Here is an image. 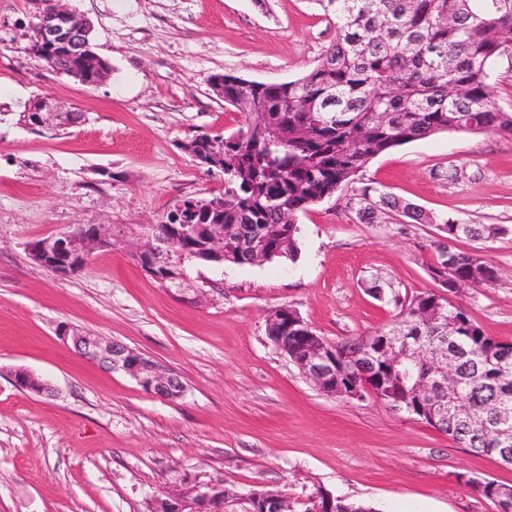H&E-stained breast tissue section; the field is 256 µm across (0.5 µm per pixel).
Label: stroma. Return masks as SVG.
<instances>
[{
    "mask_svg": "<svg viewBox=\"0 0 512 512\" xmlns=\"http://www.w3.org/2000/svg\"><path fill=\"white\" fill-rule=\"evenodd\" d=\"M68 4L92 22L110 65L101 84L48 70L28 52L32 0H0V512H147L187 475L282 491L293 512L319 487L376 512H497L463 479L512 486V468L383 403L321 393L265 327L287 305L333 342L386 328L397 310L370 286L404 297L433 289L427 246L450 217L503 229L458 241L500 279L454 301L487 335L512 342V136L448 131L377 156L299 214L296 261L190 269L206 293L199 304L176 299L119 244L58 277L32 260L29 242L79 224H157L180 200L223 193V176L184 149L244 125L213 92V75L293 80L334 37L320 0ZM39 100L85 120L19 123ZM366 185L433 223L388 209L366 219ZM67 327L174 370L183 396L163 400L85 359L62 340ZM17 370L50 393L14 387Z\"/></svg>",
    "mask_w": 512,
    "mask_h": 512,
    "instance_id": "35a3bbf8",
    "label": "stroma"
}]
</instances>
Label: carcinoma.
Instances as JSON below:
<instances>
[{
  "label": "carcinoma",
  "mask_w": 512,
  "mask_h": 512,
  "mask_svg": "<svg viewBox=\"0 0 512 512\" xmlns=\"http://www.w3.org/2000/svg\"><path fill=\"white\" fill-rule=\"evenodd\" d=\"M335 27L333 41L318 64L281 83L249 81L217 74L224 102L245 116L246 127L228 137H207L215 171L224 175V194L211 212H193L199 226L222 224L224 262L251 264L241 249L260 235L272 258L295 259L300 230L297 215L352 183L375 157L432 135L456 131H494L512 135V112L493 102L490 74L498 60L512 56V0H320ZM49 69L77 73L94 85L102 67L87 58L58 50L42 59ZM363 214L397 202L373 187L361 192ZM458 238H493L502 228L444 221ZM449 266L460 280L473 277L469 255L436 252L429 272ZM400 307L397 328L428 340L448 337L456 358L457 387L440 395L418 397L414 381L384 372L383 395L407 405L448 406L446 435L478 454L499 456L502 438L491 427L500 409L512 415V342L484 333L461 305L448 306L444 319L413 323L416 311L432 306L433 292L410 299L393 297ZM288 331L281 350L295 365L301 361L302 336ZM481 494L497 512H512L504 485L481 479Z\"/></svg>",
  "instance_id": "carcinoma-1"
}]
</instances>
